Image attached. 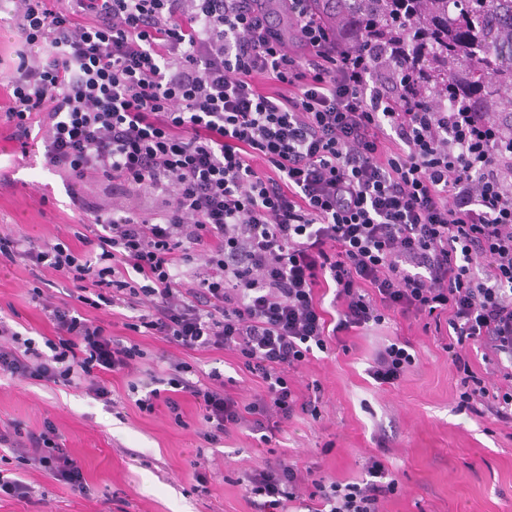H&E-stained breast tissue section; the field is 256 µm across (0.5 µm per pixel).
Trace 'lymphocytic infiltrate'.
Returning <instances> with one entry per match:
<instances>
[{
  "label": "lymphocytic infiltrate",
  "mask_w": 512,
  "mask_h": 512,
  "mask_svg": "<svg viewBox=\"0 0 512 512\" xmlns=\"http://www.w3.org/2000/svg\"><path fill=\"white\" fill-rule=\"evenodd\" d=\"M11 2L24 50L0 78L8 140L23 151L40 136L49 167L110 182L112 202L81 207L95 230L71 242L0 232V263L75 289L70 302L34 290L53 328L42 342L0 319V373L111 404L110 375L138 372L145 352L84 310L122 306L127 330L174 348L165 388L137 399L140 412L162 404L181 421L187 395L206 440L245 429L266 443L295 413H318L292 372L392 312L445 320L460 406L491 397L512 423V114L449 105L428 77L421 18L388 27L351 11L336 26L331 0H285L288 39L262 0ZM474 341L482 375L464 354ZM221 351L261 383L250 402L219 371L189 379L183 353ZM414 361L394 342L370 373L391 384ZM57 438L49 420L0 427V446L86 491ZM394 490L378 462L345 484L284 458L245 479L256 512H380Z\"/></svg>",
  "instance_id": "f902f5d3"
}]
</instances>
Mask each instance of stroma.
<instances>
[{"instance_id":"stroma-1","label":"stroma","mask_w":512,"mask_h":512,"mask_svg":"<svg viewBox=\"0 0 512 512\" xmlns=\"http://www.w3.org/2000/svg\"><path fill=\"white\" fill-rule=\"evenodd\" d=\"M0 230L45 243L65 230H80L59 175L45 163L42 145L20 154L0 139ZM66 298L71 285L59 273L0 265V319L30 337L52 328L34 302L32 288ZM130 310L98 312L123 341L147 353L141 371L112 375V403L104 405L71 385H37L0 375V423L39 429L57 426L60 448L81 464L89 487L80 494L51 475L22 465L0 447V472L30 483L31 499H0V512H254L242 483L275 451L315 476L356 482L378 461L397 483L381 512H512V424L497 420L493 400L482 415L458 409V376L447 336L423 321L386 319L348 336L345 347L317 353L294 373L299 391H320L319 418L300 415L283 424L271 445L238 430L219 443L203 440V415L193 399L183 402V424L166 407L150 415L135 401L151 377H164L165 343L125 329ZM410 341L416 363L393 384H378L367 369L377 351ZM198 376L219 370L234 393L250 400L261 387L228 352L188 355ZM206 473L208 494L194 492L195 473Z\"/></svg>"}]
</instances>
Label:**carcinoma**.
Returning a JSON list of instances; mask_svg holds the SVG:
<instances>
[{
  "label": "carcinoma",
  "mask_w": 512,
  "mask_h": 512,
  "mask_svg": "<svg viewBox=\"0 0 512 512\" xmlns=\"http://www.w3.org/2000/svg\"><path fill=\"white\" fill-rule=\"evenodd\" d=\"M380 20L425 12L435 71L448 74V100L467 88L488 112L512 113V0H354Z\"/></svg>",
  "instance_id": "cac0c4a2"
}]
</instances>
